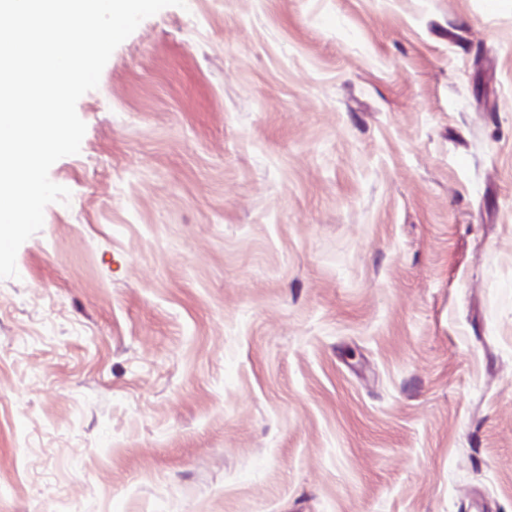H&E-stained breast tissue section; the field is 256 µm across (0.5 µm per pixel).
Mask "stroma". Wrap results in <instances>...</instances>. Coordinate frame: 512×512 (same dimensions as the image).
Listing matches in <instances>:
<instances>
[{
  "label": "stroma",
  "mask_w": 512,
  "mask_h": 512,
  "mask_svg": "<svg viewBox=\"0 0 512 512\" xmlns=\"http://www.w3.org/2000/svg\"><path fill=\"white\" fill-rule=\"evenodd\" d=\"M0 279V512H512V0H187Z\"/></svg>",
  "instance_id": "obj_1"
}]
</instances>
